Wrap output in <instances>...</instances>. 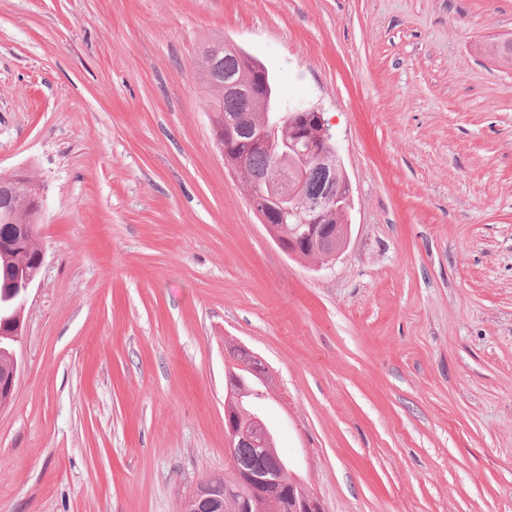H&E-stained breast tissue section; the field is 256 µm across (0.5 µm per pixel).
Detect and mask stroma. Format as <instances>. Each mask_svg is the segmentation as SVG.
I'll return each instance as SVG.
<instances>
[{
    "mask_svg": "<svg viewBox=\"0 0 512 512\" xmlns=\"http://www.w3.org/2000/svg\"><path fill=\"white\" fill-rule=\"evenodd\" d=\"M218 36L318 107L351 186L283 253L197 78ZM512 0H0V173L48 187L0 512H180L229 474L226 343L324 512H512Z\"/></svg>",
    "mask_w": 512,
    "mask_h": 512,
    "instance_id": "stroma-1",
    "label": "stroma"
}]
</instances>
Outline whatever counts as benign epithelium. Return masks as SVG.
Wrapping results in <instances>:
<instances>
[{
	"instance_id": "benign-epithelium-1",
	"label": "benign epithelium",
	"mask_w": 512,
	"mask_h": 512,
	"mask_svg": "<svg viewBox=\"0 0 512 512\" xmlns=\"http://www.w3.org/2000/svg\"><path fill=\"white\" fill-rule=\"evenodd\" d=\"M224 51L232 53L245 61L250 70L247 77L260 74L263 77V118L261 122L262 135L270 147L272 156L271 173L248 181L246 190L251 199V205L260 216L264 225H269L268 213L275 211L277 222L289 224L288 239L315 238L321 234V223L324 214L329 210L342 208L348 211L351 207V186L347 178H342L340 190L337 195L322 192L315 196L305 193L308 172L305 169L303 151L297 147L299 132L296 129V120L299 116H307L317 124L319 134L324 140L322 158L324 170L334 176L343 172L339 154L333 141L331 128L318 109L302 108L295 112H287L276 100L274 81L268 70L258 61L252 59L242 48L231 43H224ZM236 122L224 117V163L235 170L244 166V157L239 154L232 144L231 133ZM344 204L336 206L338 200ZM35 237L34 226L31 224H17L12 237L0 244L13 250L25 248L29 241ZM348 244V226H343L340 237L334 240L324 239L319 242L315 267L331 266L338 256L346 249ZM44 262V251L36 253L32 267H16L4 273L0 282V298L11 303L12 312L0 320V337L11 340V368L0 378V398L11 400L19 371L16 347L22 340L24 312L28 300L29 290L33 287L39 271ZM273 397L269 392V381L261 379V386L250 387L245 382L235 383V387L227 388L224 407L231 405L239 408L244 404H259L261 401ZM224 434L229 441L228 455H233V448L241 441H249L257 447L273 449V435L270 426L257 409L250 412L247 424H242L237 416L230 411L224 414ZM235 479L224 491V503L233 502L241 508L246 503L262 495L266 498L272 510H277L276 499L268 492V482L253 477L244 479L238 468H232ZM290 494L296 500L297 512H316L317 500L310 489L297 482H290Z\"/></svg>"
}]
</instances>
